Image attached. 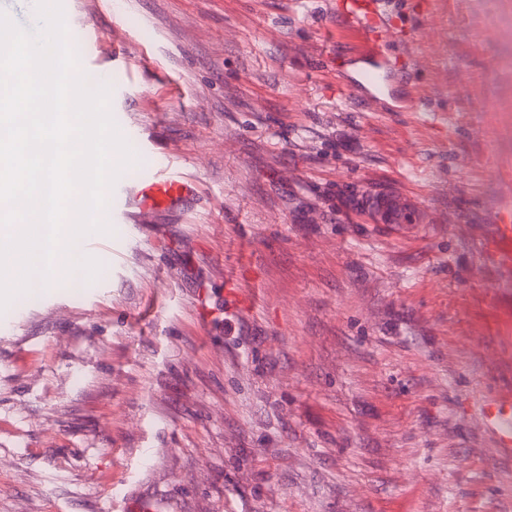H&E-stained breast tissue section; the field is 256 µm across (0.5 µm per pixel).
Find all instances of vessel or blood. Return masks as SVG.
I'll use <instances>...</instances> for the list:
<instances>
[{
	"instance_id": "1",
	"label": "vessel or blood",
	"mask_w": 512,
	"mask_h": 512,
	"mask_svg": "<svg viewBox=\"0 0 512 512\" xmlns=\"http://www.w3.org/2000/svg\"><path fill=\"white\" fill-rule=\"evenodd\" d=\"M383 0H338L337 14L357 30L364 44L365 66L352 79L354 87L366 95L370 108L390 95L391 75L399 69L398 60L382 54L381 48L393 36L395 28L387 22L381 5ZM191 182L167 170H154L144 176L136 189L116 180L109 192V220L124 216L128 196H135L140 211H152L162 206H174L192 195ZM367 210L375 223L390 227H411L421 223L422 215L413 201L396 193L371 198ZM496 233L479 241L481 253L492 256L501 277L512 279V199H503L497 210ZM475 420L502 453H512V389L485 397L477 406Z\"/></svg>"
}]
</instances>
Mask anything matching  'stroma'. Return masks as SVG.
<instances>
[{
  "mask_svg": "<svg viewBox=\"0 0 512 512\" xmlns=\"http://www.w3.org/2000/svg\"><path fill=\"white\" fill-rule=\"evenodd\" d=\"M385 2L424 64L370 112L336 0H62L78 72L126 78L127 183L198 189L0 311V512H512L471 421L512 282L448 222L512 188V0ZM367 210L376 224L390 227H412L421 224L422 215L413 201L396 193L371 198Z\"/></svg>",
  "mask_w": 512,
  "mask_h": 512,
  "instance_id": "stroma-1",
  "label": "stroma"
}]
</instances>
